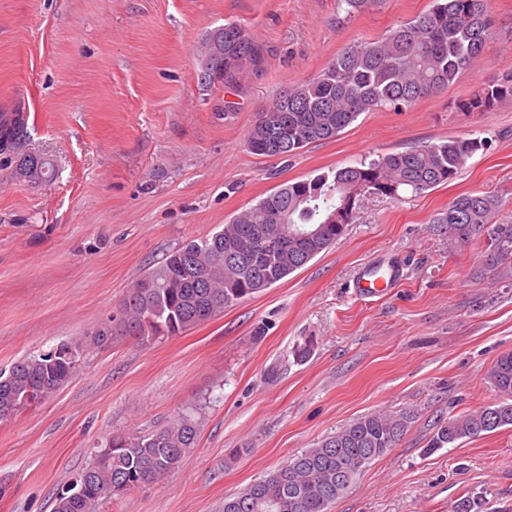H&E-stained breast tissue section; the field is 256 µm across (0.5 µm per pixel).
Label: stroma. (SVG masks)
Listing matches in <instances>:
<instances>
[{
    "mask_svg": "<svg viewBox=\"0 0 512 512\" xmlns=\"http://www.w3.org/2000/svg\"><path fill=\"white\" fill-rule=\"evenodd\" d=\"M432 0H0V108L22 103L29 151L54 175L32 182L0 161V371L84 339L67 384L0 421V512H54L58 493L112 435H146L187 413L198 439L161 482L108 512H224V499L374 411L415 419L330 512H512V427L428 450L438 421L495 403L487 370L512 352V279L485 274L484 241L448 244L436 218L459 194H492L512 223V102L460 111L512 73V0H490L482 60L403 112L362 114L286 159L247 134L286 85L349 43L381 37ZM234 22L264 48L237 86L201 87L199 40ZM232 109H225V102ZM481 138L458 177L394 201L371 195L335 247L192 329L141 345L111 326L137 277L168 251L220 231L284 181L448 138ZM397 287L353 283L380 259ZM317 345L305 362L292 351ZM277 378H270L272 368Z\"/></svg>",
    "mask_w": 512,
    "mask_h": 512,
    "instance_id": "stroma-1",
    "label": "stroma"
}]
</instances>
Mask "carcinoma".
Listing matches in <instances>:
<instances>
[{"instance_id":"cac0c4a2","label":"carcinoma","mask_w":512,"mask_h":512,"mask_svg":"<svg viewBox=\"0 0 512 512\" xmlns=\"http://www.w3.org/2000/svg\"><path fill=\"white\" fill-rule=\"evenodd\" d=\"M487 0H433L428 11L375 40L344 47L317 76L281 89L257 113L247 142L276 136L286 142L278 157L335 138L364 112H401L454 83L481 57L491 37ZM262 47L234 22L202 35L197 80L203 87L234 85L245 70H259ZM512 101V76L462 101L465 112H489ZM29 140L25 107L0 112V155L17 159L16 174L50 176V162L25 152ZM478 138L440 143L383 155L336 170L333 175L285 182L210 237L177 247L183 263L168 252L162 263L142 274L123 301L118 327L141 344L180 333L270 288L304 267L343 235L362 197L400 199L422 194L457 177L467 160L485 148ZM500 203L489 194L455 197L434 220L448 225L454 248L485 239L483 266L493 277L512 272V224L494 219ZM288 224L295 235L288 249L269 250V237ZM316 229L313 237L301 233ZM82 346L64 343L53 351L24 358L0 376V420L44 400L71 378ZM488 382L512 396V353L501 355L486 373ZM409 412L367 413L289 459L267 478L224 499V512H329L346 491L336 488L341 473L350 478L372 460L397 447L411 427ZM512 426V402L485 405L450 417L437 429L429 449L442 448L483 432ZM196 422L183 414L175 423L143 436L117 434L86 468L83 498L61 493L55 512H101L114 496L157 483L178 469L196 445Z\"/></svg>"}]
</instances>
